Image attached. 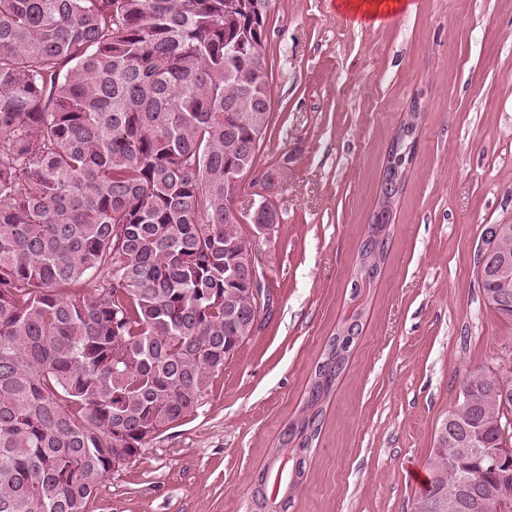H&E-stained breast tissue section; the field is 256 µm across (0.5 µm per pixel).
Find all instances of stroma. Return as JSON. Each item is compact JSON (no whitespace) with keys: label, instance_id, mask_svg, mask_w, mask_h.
I'll return each mask as SVG.
<instances>
[{"label":"stroma","instance_id":"1","mask_svg":"<svg viewBox=\"0 0 512 512\" xmlns=\"http://www.w3.org/2000/svg\"><path fill=\"white\" fill-rule=\"evenodd\" d=\"M336 0H272V122L254 169L287 161L259 241L272 315L182 422L107 476L95 512H249L253 480L350 304L357 249L412 100L418 146L363 330L288 512H409L460 382L512 360L474 253L512 224V0H414L376 26Z\"/></svg>","mask_w":512,"mask_h":512}]
</instances>
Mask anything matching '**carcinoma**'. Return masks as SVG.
Returning a JSON list of instances; mask_svg holds the SVG:
<instances>
[{"label": "carcinoma", "mask_w": 512, "mask_h": 512, "mask_svg": "<svg viewBox=\"0 0 512 512\" xmlns=\"http://www.w3.org/2000/svg\"><path fill=\"white\" fill-rule=\"evenodd\" d=\"M267 16L239 0H0V512H93L112 458L196 410L250 338L249 256L224 176L255 163L271 123ZM388 152L357 252L362 292L381 274L407 169ZM485 305L512 323V232L485 228ZM327 342L298 414L254 486L285 455L301 467L350 348ZM490 368L462 381L446 417L499 446ZM476 467L435 439L415 498L448 512Z\"/></svg>", "instance_id": "1"}]
</instances>
